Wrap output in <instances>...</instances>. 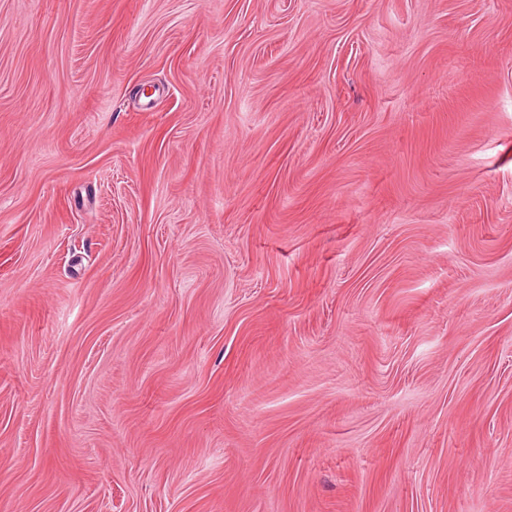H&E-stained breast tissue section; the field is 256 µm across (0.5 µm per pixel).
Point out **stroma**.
<instances>
[{"instance_id": "obj_1", "label": "stroma", "mask_w": 512, "mask_h": 512, "mask_svg": "<svg viewBox=\"0 0 512 512\" xmlns=\"http://www.w3.org/2000/svg\"><path fill=\"white\" fill-rule=\"evenodd\" d=\"M0 512H512V0H0Z\"/></svg>"}]
</instances>
